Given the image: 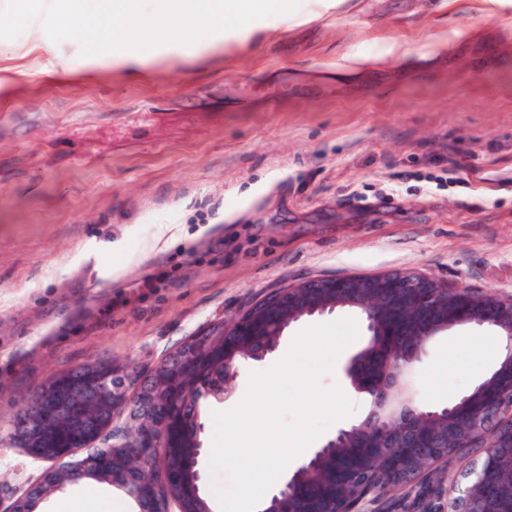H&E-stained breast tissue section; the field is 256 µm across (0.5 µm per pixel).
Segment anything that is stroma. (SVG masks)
<instances>
[{"mask_svg": "<svg viewBox=\"0 0 512 512\" xmlns=\"http://www.w3.org/2000/svg\"><path fill=\"white\" fill-rule=\"evenodd\" d=\"M59 24L0 0V496L37 467L9 440L49 376L148 370L187 337L303 281L416 272L512 295V6L358 0L278 37L128 74L84 56L105 11ZM65 51L60 63L54 48ZM456 172L439 188L432 175ZM172 236L143 250L141 232ZM166 264L169 282L138 298ZM366 334L338 356L344 374ZM487 330L435 337L410 396L455 402L497 360ZM464 451L360 512H448ZM104 483L40 512H132Z\"/></svg>", "mask_w": 512, "mask_h": 512, "instance_id": "1", "label": "stroma"}]
</instances>
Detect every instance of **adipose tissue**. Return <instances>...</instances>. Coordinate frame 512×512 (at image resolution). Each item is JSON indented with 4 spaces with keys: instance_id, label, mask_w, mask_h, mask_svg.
Returning <instances> with one entry per match:
<instances>
[{
    "instance_id": "obj_1",
    "label": "adipose tissue",
    "mask_w": 512,
    "mask_h": 512,
    "mask_svg": "<svg viewBox=\"0 0 512 512\" xmlns=\"http://www.w3.org/2000/svg\"><path fill=\"white\" fill-rule=\"evenodd\" d=\"M346 0H310L301 6L296 0H224L215 7L211 0H112L110 11L119 26L104 25V34L125 45L112 63L136 72L152 63V56L138 53L137 45L150 43L169 57L180 56L186 40L197 31H207L198 52L269 38L294 22L309 23L337 9Z\"/></svg>"
}]
</instances>
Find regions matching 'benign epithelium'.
Masks as SVG:
<instances>
[{
	"label": "benign epithelium",
	"mask_w": 512,
	"mask_h": 512,
	"mask_svg": "<svg viewBox=\"0 0 512 512\" xmlns=\"http://www.w3.org/2000/svg\"><path fill=\"white\" fill-rule=\"evenodd\" d=\"M271 299L265 309L288 315L290 324L304 317L331 314L340 307L356 309L367 322L366 350L381 358L386 369L374 384L362 386L353 377L357 359H350L345 374L356 391L371 396L369 415L339 430L315 449L288 475L280 489L271 492L260 512H288L283 508L286 496L292 493L297 480L312 473L332 448H368L370 456L398 473L443 461L448 458L444 449L471 448L483 438L487 440L486 450L473 466L477 477L449 485L448 512H512V499L497 501L486 488L489 478L503 473L512 475V297L478 295L422 274L387 272L306 281L279 289ZM254 311L251 307L226 323L224 333L252 337L247 360L260 363L276 352L278 344L267 339L268 332L256 320ZM459 326L490 329L505 340L494 378L475 385L458 403L440 410L409 402L404 411H396L393 398L401 375L408 374L422 360L434 337ZM211 330L208 326L184 340L156 364L163 369L165 378L174 382L190 372L210 342ZM239 365L240 357L226 347L224 384L219 388L188 393L172 387L165 395L159 394L154 370L133 384L127 383L126 368L110 363H93L57 374L51 388L64 394L70 413H57L41 397L26 406L27 418L53 423L54 433L62 436L74 432L77 414L92 412L104 416L105 422L81 444L65 448L52 458L45 457L32 444L15 443L33 461L49 462L51 466L23 495L6 505L0 501V512H36L43 497L90 481L112 484L113 489L134 502L136 512H182L181 503L175 498L159 501L157 489L161 484L180 480L200 488L198 459L190 461L183 473L131 467L120 480L114 477L112 460L128 448L138 449L145 459L164 447L170 405H179L187 412L195 400L211 397L225 401L234 396L232 380ZM94 381L108 385L110 395L92 396L89 385ZM123 414L134 428L133 436L127 439L122 434L115 435L111 445L96 447L103 433Z\"/></svg>",
	"instance_id": "benign-epithelium-1"
}]
</instances>
